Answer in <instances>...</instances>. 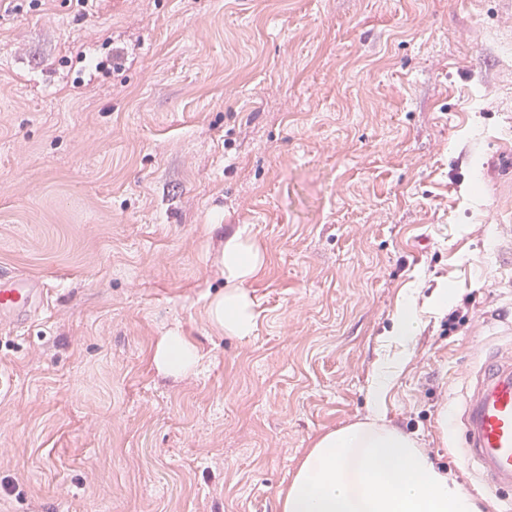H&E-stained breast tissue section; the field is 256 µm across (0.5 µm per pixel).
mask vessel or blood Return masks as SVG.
<instances>
[{
    "label": "vessel or blood",
    "mask_w": 512,
    "mask_h": 512,
    "mask_svg": "<svg viewBox=\"0 0 512 512\" xmlns=\"http://www.w3.org/2000/svg\"><path fill=\"white\" fill-rule=\"evenodd\" d=\"M43 290L26 276L0 278V321L35 311ZM462 458L487 487L512 488V360L488 357L453 425Z\"/></svg>",
    "instance_id": "vessel-or-blood-1"
}]
</instances>
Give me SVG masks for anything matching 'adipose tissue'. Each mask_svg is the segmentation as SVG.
Masks as SVG:
<instances>
[{"label": "adipose tissue", "mask_w": 512, "mask_h": 512, "mask_svg": "<svg viewBox=\"0 0 512 512\" xmlns=\"http://www.w3.org/2000/svg\"><path fill=\"white\" fill-rule=\"evenodd\" d=\"M219 264L224 290L209 301L207 317L224 335L250 336L257 314L247 285L263 270L265 255L249 225L226 239ZM152 361L176 378L196 373L202 355L175 329L160 337ZM394 376L391 365L379 363L367 394L369 420L314 442L280 493V512H482L479 498L411 435L385 425L384 391Z\"/></svg>", "instance_id": "adipose-tissue-1"}]
</instances>
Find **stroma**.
<instances>
[{"label": "stroma", "instance_id": "1", "mask_svg": "<svg viewBox=\"0 0 512 512\" xmlns=\"http://www.w3.org/2000/svg\"><path fill=\"white\" fill-rule=\"evenodd\" d=\"M508 155L512 0H0V277L44 289L0 323V512H279L402 351L387 424L500 512L440 420L512 348ZM242 224L245 339L205 311ZM416 329V318L411 302L408 301L398 310L394 317L391 337L394 340L406 341L415 334ZM202 357L197 346L175 329L160 337L152 361L159 372L176 378L196 373Z\"/></svg>", "mask_w": 512, "mask_h": 512}]
</instances>
